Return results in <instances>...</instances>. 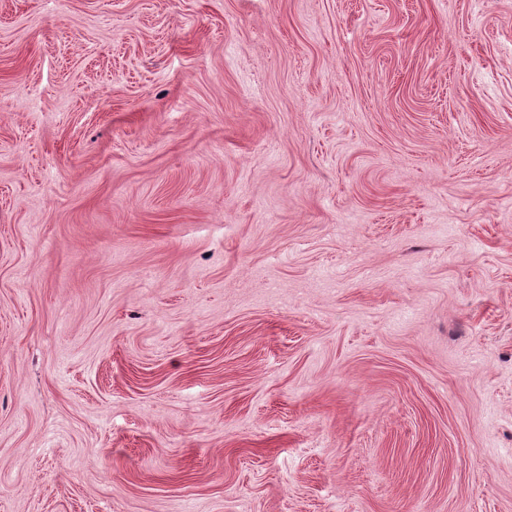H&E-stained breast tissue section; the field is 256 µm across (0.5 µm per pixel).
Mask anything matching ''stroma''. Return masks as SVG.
Instances as JSON below:
<instances>
[{
	"label": "stroma",
	"mask_w": 512,
	"mask_h": 512,
	"mask_svg": "<svg viewBox=\"0 0 512 512\" xmlns=\"http://www.w3.org/2000/svg\"><path fill=\"white\" fill-rule=\"evenodd\" d=\"M0 512H512V0H0Z\"/></svg>",
	"instance_id": "obj_1"
}]
</instances>
